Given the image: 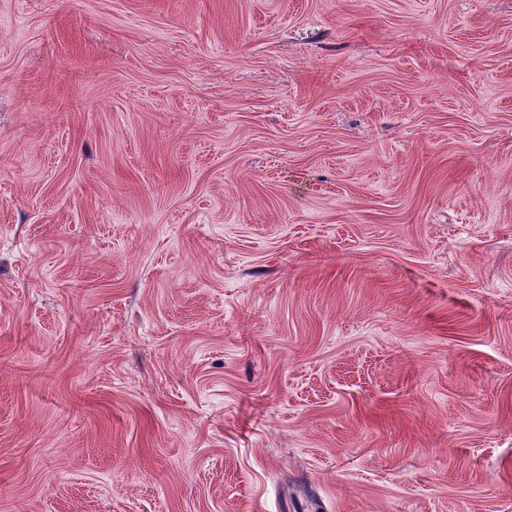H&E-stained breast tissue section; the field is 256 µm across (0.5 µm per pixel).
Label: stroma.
I'll list each match as a JSON object with an SVG mask.
<instances>
[{"instance_id":"1","label":"stroma","mask_w":512,"mask_h":512,"mask_svg":"<svg viewBox=\"0 0 512 512\" xmlns=\"http://www.w3.org/2000/svg\"><path fill=\"white\" fill-rule=\"evenodd\" d=\"M0 512H512V0H0Z\"/></svg>"}]
</instances>
